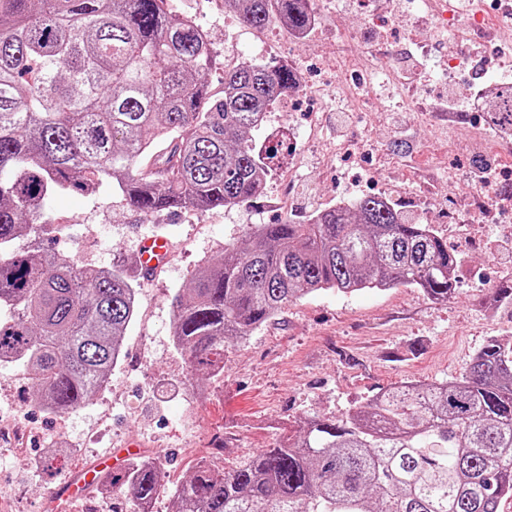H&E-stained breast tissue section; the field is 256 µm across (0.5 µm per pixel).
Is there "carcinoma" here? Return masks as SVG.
Returning a JSON list of instances; mask_svg holds the SVG:
<instances>
[{
	"mask_svg": "<svg viewBox=\"0 0 512 512\" xmlns=\"http://www.w3.org/2000/svg\"><path fill=\"white\" fill-rule=\"evenodd\" d=\"M308 0H224L239 22L311 24ZM211 44L169 0H0V363L24 366L41 406L66 413L106 386L133 319L137 283L120 265L41 251L50 198L102 180L144 215L236 206L264 195L277 149L249 133L297 86L287 64L224 70L209 92ZM490 109L512 118V89ZM147 153L152 168L141 167ZM27 245L13 247L16 240ZM456 253L389 199L329 206L313 222L260 224L249 242L194 272L174 297V344L190 374L224 370L241 341L319 291L417 287L444 301ZM143 505L168 485L134 462L102 487ZM512 496V348L484 345L467 371L400 384L342 418H314L228 472L202 461L175 488L178 512H499Z\"/></svg>",
	"mask_w": 512,
	"mask_h": 512,
	"instance_id": "cac0c4a2",
	"label": "carcinoma"
}]
</instances>
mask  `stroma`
Segmentation results:
<instances>
[{
	"instance_id": "35a3bbf8",
	"label": "stroma",
	"mask_w": 512,
	"mask_h": 512,
	"mask_svg": "<svg viewBox=\"0 0 512 512\" xmlns=\"http://www.w3.org/2000/svg\"><path fill=\"white\" fill-rule=\"evenodd\" d=\"M398 31L381 28L371 55L352 57L344 47L371 33L369 17L387 14L392 0H332L315 39L294 43L279 21L266 29L241 26L224 12V0H171L172 10L194 17L211 33L212 64L206 79L224 91V69L234 61L287 62L311 75L321 95L302 106L273 112L254 132L257 147L278 133L302 145L300 160L284 156L265 195L233 207L186 208L143 216L110 182L96 194L67 191L49 202L44 222L54 225L46 248L81 265L136 267L144 237L167 235L168 262L137 290V313L127 327L126 362L113 367L104 390L59 417L45 412L37 389L16 364L0 365V411L35 429L25 457L0 443V490L13 512H134L128 487L91 490L66 501L58 488L107 449L142 441L170 482L187 479L198 453L218 471L295 433L314 417H341L378 391L404 381L426 385L462 376L489 340L512 344V301L496 289L512 281V174L497 173L495 194L504 201L473 240L450 232L448 211L466 214L477 162L507 152L474 109L447 114L437 104L464 100L475 68L494 55L495 28L467 32L462 45L472 69L448 83L440 66L448 57L436 42L434 0H408ZM397 68L420 79L417 95L385 79ZM361 87L369 109L350 111L336 124L337 93ZM291 185L288 210L274 208L283 183ZM389 191L407 218L430 224L458 253L454 295L430 299L400 286L354 294L321 291L288 304L244 342H226L224 369L189 376L173 343L175 295H188L202 263L220 259L227 246L244 243L257 225L293 219L371 189Z\"/></svg>"
}]
</instances>
